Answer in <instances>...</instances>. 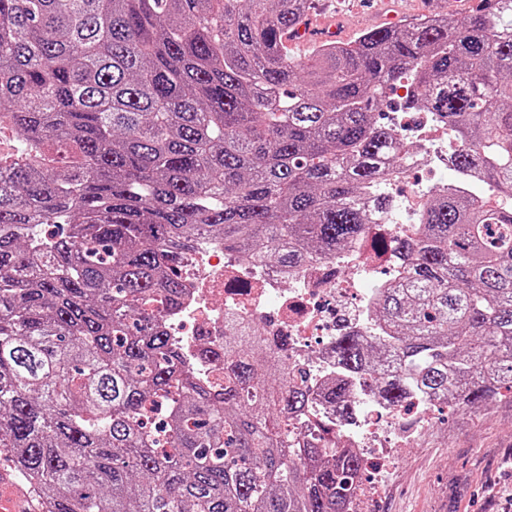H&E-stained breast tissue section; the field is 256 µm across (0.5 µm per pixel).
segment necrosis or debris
<instances>
[{"mask_svg": "<svg viewBox=\"0 0 512 512\" xmlns=\"http://www.w3.org/2000/svg\"><path fill=\"white\" fill-rule=\"evenodd\" d=\"M386 119L416 146L413 168H447L448 133L428 113L394 110ZM451 187L475 196L482 184L472 175L419 184L411 194L395 196L390 211L371 215L368 237L388 242L411 237L429 195ZM383 265V271H376L361 244L333 258H314L291 269L252 261L240 264L229 257L223 242L205 241L187 260V289L169 332L178 337L196 375L220 385L222 366L201 361L198 351L204 345L223 348L225 317L243 318L270 343L287 339L289 367L306 373L310 392L316 396L342 375L333 352L337 338L347 333L375 335L370 312L378 288L396 281L400 273L398 257L391 250H384ZM347 382L361 408L360 420L340 421L315 400L290 419L288 431L299 439L317 434L323 425L334 428L343 446L354 449L364 461L372 487L380 490L401 449L415 440L414 433L403 426L404 416L426 423L431 403L413 395L392 406L379 400L358 377L348 376Z\"/></svg>", "mask_w": 512, "mask_h": 512, "instance_id": "4bbe7bcc", "label": "necrosis or debris"}]
</instances>
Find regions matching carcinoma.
Returning a JSON list of instances; mask_svg holds the SVG:
<instances>
[{"instance_id": "carcinoma-1", "label": "carcinoma", "mask_w": 512, "mask_h": 512, "mask_svg": "<svg viewBox=\"0 0 512 512\" xmlns=\"http://www.w3.org/2000/svg\"><path fill=\"white\" fill-rule=\"evenodd\" d=\"M305 0H0V456L39 512H350L360 457L293 439L311 396L285 345L225 321L224 388L168 337L202 238L294 267L363 238L366 191L409 148L373 111L448 125V190L398 240L382 335L336 341L342 369L397 405L512 393V0L324 42L280 37ZM40 224L62 232L46 239ZM338 418L359 406L323 392Z\"/></svg>"}]
</instances>
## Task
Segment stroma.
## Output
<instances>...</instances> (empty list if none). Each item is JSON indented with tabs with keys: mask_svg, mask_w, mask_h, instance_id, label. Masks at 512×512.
<instances>
[{
	"mask_svg": "<svg viewBox=\"0 0 512 512\" xmlns=\"http://www.w3.org/2000/svg\"><path fill=\"white\" fill-rule=\"evenodd\" d=\"M432 0H329L340 41L400 25L432 10ZM361 512H512V397L449 412L432 422L393 466L382 492L364 493Z\"/></svg>",
	"mask_w": 512,
	"mask_h": 512,
	"instance_id": "stroma-1",
	"label": "stroma"
}]
</instances>
